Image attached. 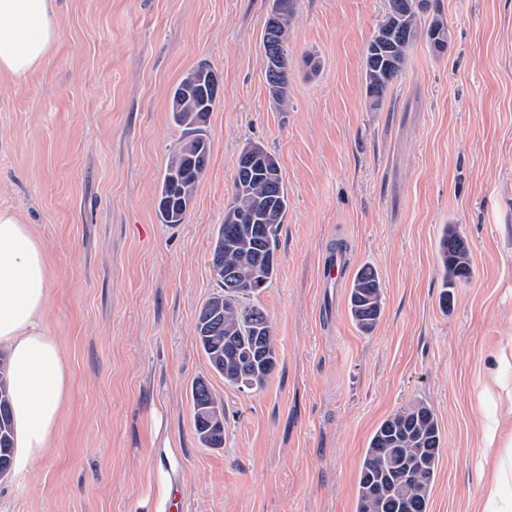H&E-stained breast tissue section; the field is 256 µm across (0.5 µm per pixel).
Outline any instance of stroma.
I'll return each mask as SVG.
<instances>
[{
    "label": "stroma",
    "mask_w": 512,
    "mask_h": 512,
    "mask_svg": "<svg viewBox=\"0 0 512 512\" xmlns=\"http://www.w3.org/2000/svg\"><path fill=\"white\" fill-rule=\"evenodd\" d=\"M60 38L27 86L0 78V207L21 213L54 271L48 311L72 375L58 438L0 479V512H357L375 428L426 400L443 451L430 512H483L484 423L512 430L486 363L512 338V0H441L453 41L410 48L380 109L363 49L385 0H297L290 108L262 66L270 0H59ZM221 79L209 165L180 224L158 187L184 131L172 87L198 64ZM250 142L288 190L279 270L257 300L278 367L258 392L225 385L196 340L220 289L209 251ZM470 277L442 300L446 225ZM347 247L343 281L325 257ZM383 284L376 329L348 310L356 271ZM224 403V443L201 444L191 387Z\"/></svg>",
    "instance_id": "35a3bbf8"
}]
</instances>
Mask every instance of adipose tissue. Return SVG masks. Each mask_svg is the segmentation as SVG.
I'll list each match as a JSON object with an SVG mask.
<instances>
[{
  "instance_id": "1",
  "label": "adipose tissue",
  "mask_w": 512,
  "mask_h": 512,
  "mask_svg": "<svg viewBox=\"0 0 512 512\" xmlns=\"http://www.w3.org/2000/svg\"><path fill=\"white\" fill-rule=\"evenodd\" d=\"M60 32L57 0H0V77L22 85L49 61ZM53 274L44 243L15 211L0 209V348L7 353L15 422L14 469L22 474L54 443L71 391L46 312ZM482 460L486 512H512V434L487 429Z\"/></svg>"
}]
</instances>
